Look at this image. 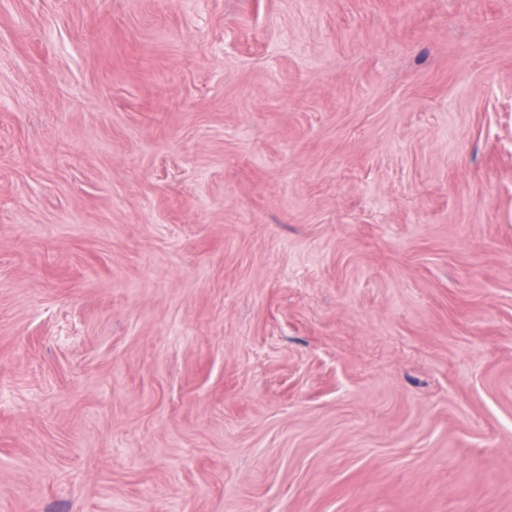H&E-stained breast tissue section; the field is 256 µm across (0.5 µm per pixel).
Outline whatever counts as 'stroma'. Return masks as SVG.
<instances>
[{"instance_id": "obj_1", "label": "stroma", "mask_w": 512, "mask_h": 512, "mask_svg": "<svg viewBox=\"0 0 512 512\" xmlns=\"http://www.w3.org/2000/svg\"><path fill=\"white\" fill-rule=\"evenodd\" d=\"M0 512H512V0H0Z\"/></svg>"}]
</instances>
